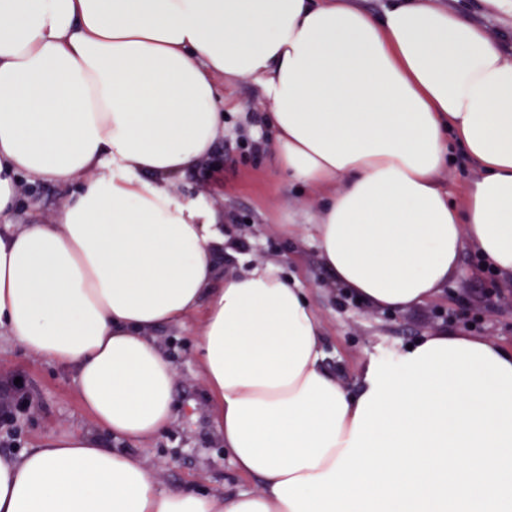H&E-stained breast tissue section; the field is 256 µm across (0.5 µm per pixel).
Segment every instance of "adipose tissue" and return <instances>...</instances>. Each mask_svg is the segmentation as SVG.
<instances>
[{
  "label": "adipose tissue",
  "mask_w": 512,
  "mask_h": 512,
  "mask_svg": "<svg viewBox=\"0 0 512 512\" xmlns=\"http://www.w3.org/2000/svg\"><path fill=\"white\" fill-rule=\"evenodd\" d=\"M259 87L273 164L318 200L288 226L367 305L437 300L465 248L512 281V55L433 0H0V330L73 371L95 427L0 454V512H291L277 483L329 472L372 385L324 365L300 283L220 273L221 213L176 193ZM458 143L478 168L438 183ZM65 196L11 229L20 178ZM198 316L194 351L235 470L255 491H157L139 456L175 419L152 332ZM228 94L239 105V112H247L246 115L254 120H257L262 112L269 111L267 105H259V88L250 79L239 80L229 89Z\"/></svg>",
  "instance_id": "adipose-tissue-1"
}]
</instances>
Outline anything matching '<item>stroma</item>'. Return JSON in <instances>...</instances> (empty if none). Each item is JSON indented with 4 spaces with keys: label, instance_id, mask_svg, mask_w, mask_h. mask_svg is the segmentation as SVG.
I'll use <instances>...</instances> for the list:
<instances>
[{
    "label": "stroma",
    "instance_id": "1",
    "mask_svg": "<svg viewBox=\"0 0 512 512\" xmlns=\"http://www.w3.org/2000/svg\"><path fill=\"white\" fill-rule=\"evenodd\" d=\"M439 6L483 28L512 53V5L505 0H438ZM226 131L208 161L175 186L176 192L201 196L224 214V234L238 244L225 257V270L246 271L253 263L272 262L297 278L323 319L326 367L347 388H355L368 355L401 349L437 330L488 336L512 346V284L497 281L481 259L465 252L461 267L442 298L393 312L371 308L339 288L321 266L314 244L288 239L281 231L296 210L315 208L307 188L272 171L266 152H251L238 132V118L224 117ZM63 200L49 183L22 181L15 223L48 222ZM196 318L164 326L154 333L177 371L174 422L152 442L132 445L156 474L158 491L192 486L204 493L252 490L255 479L236 473L224 456L217 433L215 403L200 377L194 356ZM21 381L25 410L13 418L0 414V454H20L55 431L93 429L71 376L35 356L10 337L0 338V384Z\"/></svg>",
    "mask_w": 512,
    "mask_h": 512
}]
</instances>
